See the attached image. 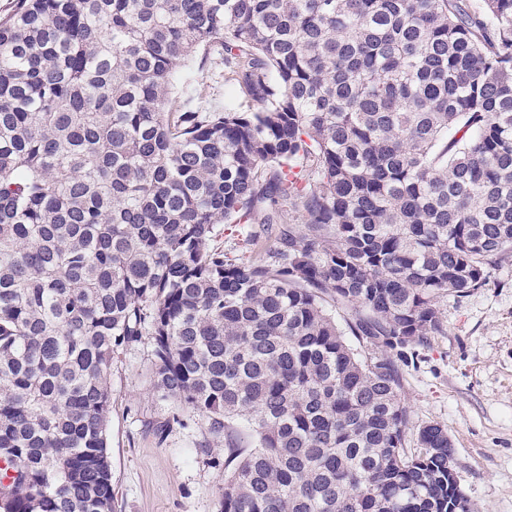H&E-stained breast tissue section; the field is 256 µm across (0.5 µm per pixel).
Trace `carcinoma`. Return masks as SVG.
<instances>
[{"instance_id": "cac0c4a2", "label": "carcinoma", "mask_w": 512, "mask_h": 512, "mask_svg": "<svg viewBox=\"0 0 512 512\" xmlns=\"http://www.w3.org/2000/svg\"><path fill=\"white\" fill-rule=\"evenodd\" d=\"M217 48L245 101L176 104ZM511 257L512 0H12L0 512H117L145 340L224 445L219 512H472L444 426L406 448L403 368Z\"/></svg>"}]
</instances>
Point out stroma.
Instances as JSON below:
<instances>
[{
	"label": "stroma",
	"instance_id": "stroma-1",
	"mask_svg": "<svg viewBox=\"0 0 512 512\" xmlns=\"http://www.w3.org/2000/svg\"><path fill=\"white\" fill-rule=\"evenodd\" d=\"M234 91L224 62L212 54L189 93L200 112L223 109ZM442 333L403 370V398L413 431L438 423L455 448L453 469L476 512H512V259L487 288L439 303ZM151 355L141 343L112 361V419L108 456L118 512H217L224 482V449L207 447L204 422L184 413L164 437L153 424L167 405L153 394Z\"/></svg>",
	"mask_w": 512,
	"mask_h": 512
}]
</instances>
